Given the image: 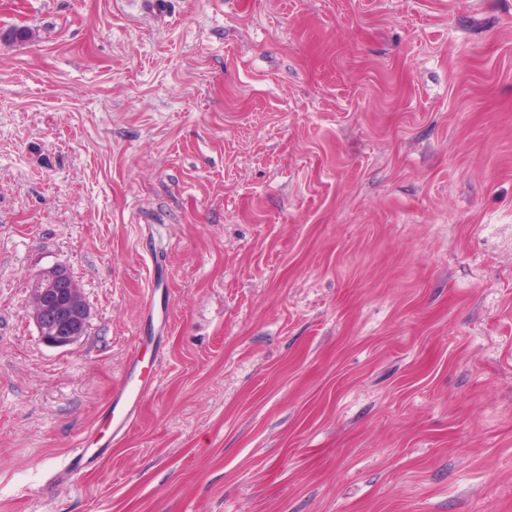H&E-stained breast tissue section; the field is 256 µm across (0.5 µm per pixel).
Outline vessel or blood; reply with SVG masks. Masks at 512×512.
<instances>
[{"label": "vessel or blood", "mask_w": 512, "mask_h": 512, "mask_svg": "<svg viewBox=\"0 0 512 512\" xmlns=\"http://www.w3.org/2000/svg\"><path fill=\"white\" fill-rule=\"evenodd\" d=\"M151 371L142 370L139 377H126L116 386L100 414V423L108 432L105 445L92 449L78 446L70 449L62 470L53 474V481H63L65 474H80L93 469L106 453L109 445L121 440L133 424L143 397L152 385Z\"/></svg>", "instance_id": "1"}]
</instances>
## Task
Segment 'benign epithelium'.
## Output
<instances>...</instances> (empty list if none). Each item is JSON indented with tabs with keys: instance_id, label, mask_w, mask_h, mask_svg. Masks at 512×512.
Segmentation results:
<instances>
[{
	"instance_id": "obj_1",
	"label": "benign epithelium",
	"mask_w": 512,
	"mask_h": 512,
	"mask_svg": "<svg viewBox=\"0 0 512 512\" xmlns=\"http://www.w3.org/2000/svg\"><path fill=\"white\" fill-rule=\"evenodd\" d=\"M31 289V318L45 344L66 348L85 335L89 312L68 272L42 271L33 278Z\"/></svg>"
}]
</instances>
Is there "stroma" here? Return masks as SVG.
<instances>
[{
	"label": "stroma",
	"mask_w": 512,
	"mask_h": 512,
	"mask_svg": "<svg viewBox=\"0 0 512 512\" xmlns=\"http://www.w3.org/2000/svg\"><path fill=\"white\" fill-rule=\"evenodd\" d=\"M10 26L0 512H512V0H0ZM55 266L89 309L66 348L30 317ZM149 331L132 429L48 483Z\"/></svg>",
	"instance_id": "1"
}]
</instances>
